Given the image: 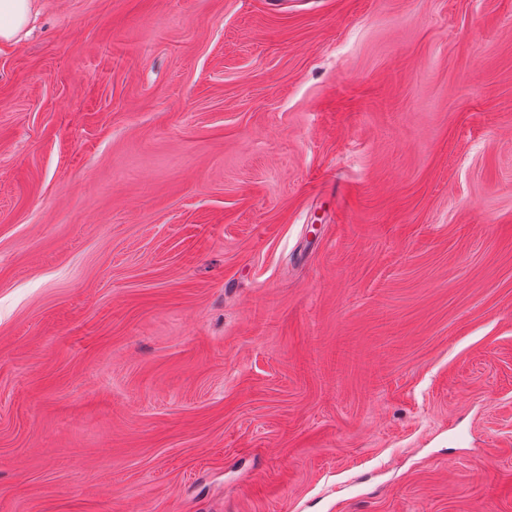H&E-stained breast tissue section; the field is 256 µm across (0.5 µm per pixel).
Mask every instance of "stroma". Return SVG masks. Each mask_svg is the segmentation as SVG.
Segmentation results:
<instances>
[{
    "label": "stroma",
    "mask_w": 512,
    "mask_h": 512,
    "mask_svg": "<svg viewBox=\"0 0 512 512\" xmlns=\"http://www.w3.org/2000/svg\"><path fill=\"white\" fill-rule=\"evenodd\" d=\"M37 9L0 512H512V0Z\"/></svg>",
    "instance_id": "1"
}]
</instances>
